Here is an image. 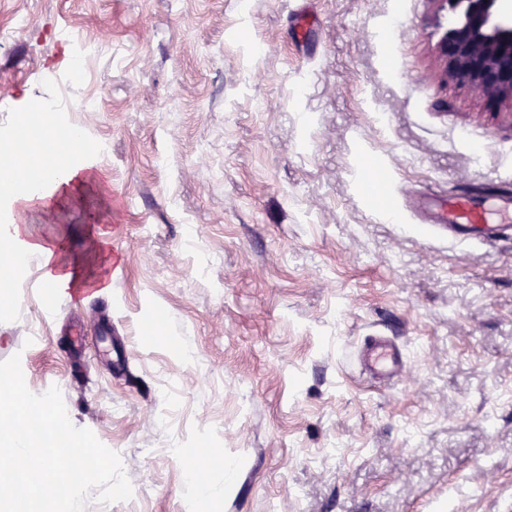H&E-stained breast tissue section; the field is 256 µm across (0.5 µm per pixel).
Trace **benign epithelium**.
<instances>
[{
    "mask_svg": "<svg viewBox=\"0 0 512 512\" xmlns=\"http://www.w3.org/2000/svg\"><path fill=\"white\" fill-rule=\"evenodd\" d=\"M454 15L438 48L446 57L443 76L471 83L486 97L512 99V16L498 0H438Z\"/></svg>",
    "mask_w": 512,
    "mask_h": 512,
    "instance_id": "obj_1",
    "label": "benign epithelium"
}]
</instances>
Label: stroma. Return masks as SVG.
<instances>
[{
    "label": "stroma",
    "instance_id": "35a3bbf8",
    "mask_svg": "<svg viewBox=\"0 0 512 512\" xmlns=\"http://www.w3.org/2000/svg\"><path fill=\"white\" fill-rule=\"evenodd\" d=\"M18 13L0 141L39 101L110 146L70 156L81 201L25 216L82 287L46 316L32 264L0 308V361L122 458L132 499L85 512H512V235L451 241L423 205L512 184V103L439 79L437 0H0V28ZM73 34L105 45L76 83ZM375 335L395 385L352 359ZM201 448L235 468L205 502Z\"/></svg>",
    "mask_w": 512,
    "mask_h": 512
}]
</instances>
